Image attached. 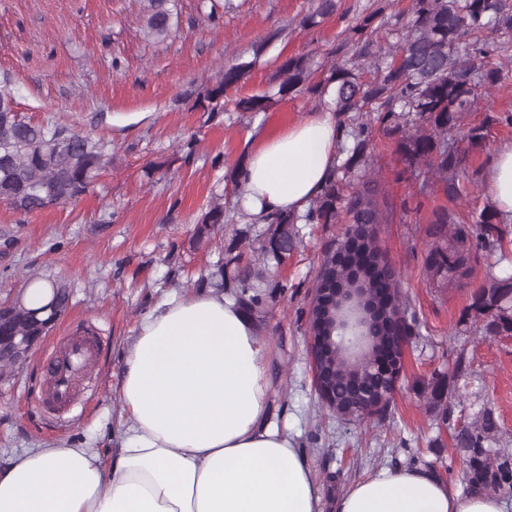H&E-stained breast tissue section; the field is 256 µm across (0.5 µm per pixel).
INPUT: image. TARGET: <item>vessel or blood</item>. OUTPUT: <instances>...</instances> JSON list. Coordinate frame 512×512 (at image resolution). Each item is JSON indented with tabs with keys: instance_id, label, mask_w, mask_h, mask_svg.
<instances>
[{
	"instance_id": "b4317fda",
	"label": "vessel or blood",
	"mask_w": 512,
	"mask_h": 512,
	"mask_svg": "<svg viewBox=\"0 0 512 512\" xmlns=\"http://www.w3.org/2000/svg\"><path fill=\"white\" fill-rule=\"evenodd\" d=\"M101 349L97 331L79 329L63 337L47 366L48 400L58 409L73 405L75 383L87 364L93 362Z\"/></svg>"
}]
</instances>
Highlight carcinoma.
I'll use <instances>...</instances> for the list:
<instances>
[{"instance_id":"carcinoma-1","label":"carcinoma","mask_w":512,"mask_h":512,"mask_svg":"<svg viewBox=\"0 0 512 512\" xmlns=\"http://www.w3.org/2000/svg\"><path fill=\"white\" fill-rule=\"evenodd\" d=\"M169 0H144L145 21L142 28L147 39L163 41L171 33ZM338 0H319L317 8L300 20L305 30L318 28L324 17L334 13ZM381 30L394 42L380 45L373 35ZM339 59L329 68L316 69L307 53L283 59L273 80L277 89L248 97H237L254 62L224 67L220 77L198 94L195 107L205 112H267L280 98L289 94H307L317 103H327L336 112L339 131L340 164L331 171L321 191L301 215L272 213L263 218L265 224L278 225L271 239L283 252L294 247L290 224H333L338 205L344 204L351 214L352 227L386 223L378 201L377 180L358 172L360 163L373 149L372 125L368 115L406 135L409 159L422 165L425 178L419 192L443 185L448 200L456 202L470 196L469 186L458 176V166L476 142L484 139V127H472L458 138L453 131L461 114L470 110L478 91L490 93L512 73V0H409L408 7L396 14L387 13L379 5L356 18L346 37L337 45ZM10 80L0 81V202L27 216L49 208L53 201L67 203L84 195L111 162L108 144L101 139L73 133L55 125L36 124L17 118V103L9 88ZM470 242L488 252L501 248V238L494 225L499 218L487 205L470 215ZM432 235L448 242L446 227L448 210L433 211ZM380 249L378 234L350 235L345 230L336 242V252H346L344 261L331 263L333 284L345 289L347 297H363L364 291L354 274L352 264H361ZM261 261L237 270L229 291L253 317L264 310V298L258 284L268 281V261L276 259L274 247H258ZM456 258L448 259L447 246L434 252L426 275L442 273L453 277L459 271ZM373 299L380 295L389 303L376 308L373 337L385 343L390 340L386 313L409 314L408 296L399 288V275L391 267L381 268L371 278ZM51 299L63 311L69 306L71 292L66 285L49 282ZM474 321L487 336L512 333V277L499 278L490 273L487 284L472 304ZM27 294L22 293L14 306L11 319L0 322L1 350L13 345L14 336H43L44 322L50 312L34 313ZM355 304L340 307L334 303L322 306V322L333 327ZM327 382L322 404L337 417L348 422L367 419L378 421L392 410L394 381L382 369L380 358L365 354L357 363L335 348L323 360ZM382 394L383 406L369 408L366 399ZM496 427L486 415L478 427L463 426L456 433V445L466 449L468 490L497 491L512 485V464L489 456L484 447Z\"/></svg>"}]
</instances>
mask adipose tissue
I'll return each instance as SVG.
<instances>
[{"label": "adipose tissue", "mask_w": 512, "mask_h": 512, "mask_svg": "<svg viewBox=\"0 0 512 512\" xmlns=\"http://www.w3.org/2000/svg\"><path fill=\"white\" fill-rule=\"evenodd\" d=\"M338 162L336 114L262 138L237 180L253 218L305 212ZM512 223V143L485 175ZM128 420L117 457L50 443L0 468V512H322L294 438L270 417L268 351L226 292L165 300L123 361ZM336 512H512V497L450 490L417 468L382 467L349 485Z\"/></svg>", "instance_id": "1"}]
</instances>
